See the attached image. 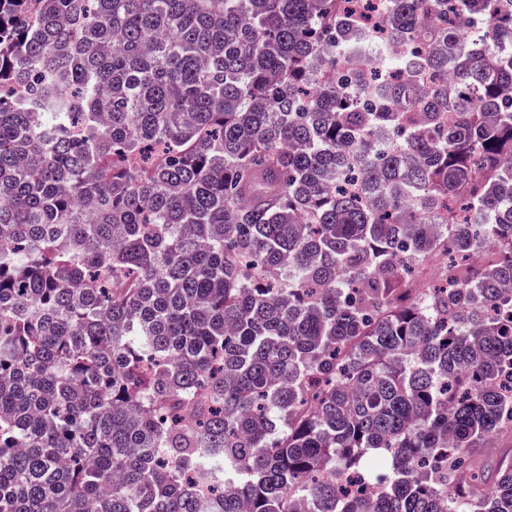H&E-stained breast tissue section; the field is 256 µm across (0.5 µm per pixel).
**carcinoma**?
Listing matches in <instances>:
<instances>
[{
	"instance_id": "carcinoma-1",
	"label": "carcinoma",
	"mask_w": 512,
	"mask_h": 512,
	"mask_svg": "<svg viewBox=\"0 0 512 512\" xmlns=\"http://www.w3.org/2000/svg\"><path fill=\"white\" fill-rule=\"evenodd\" d=\"M382 8L0 0V512H512V0ZM491 447L483 449L489 463H494L498 459L512 461V429L504 428L499 431Z\"/></svg>"
}]
</instances>
